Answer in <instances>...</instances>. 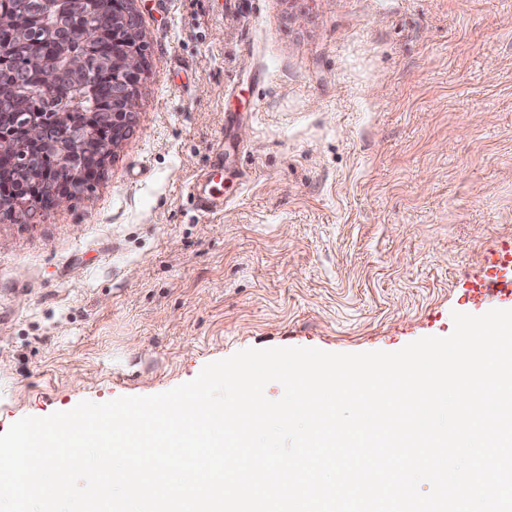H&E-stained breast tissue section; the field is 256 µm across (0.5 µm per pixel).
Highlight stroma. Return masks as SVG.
<instances>
[{
  "label": "stroma",
  "mask_w": 512,
  "mask_h": 512,
  "mask_svg": "<svg viewBox=\"0 0 512 512\" xmlns=\"http://www.w3.org/2000/svg\"><path fill=\"white\" fill-rule=\"evenodd\" d=\"M129 138L0 222V433L249 348L393 352L512 260V0H134ZM224 163V209L194 195Z\"/></svg>",
  "instance_id": "stroma-1"
}]
</instances>
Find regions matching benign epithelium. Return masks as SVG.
Returning <instances> with one entry per match:
<instances>
[{"label": "benign epithelium", "instance_id": "benign-epithelium-1", "mask_svg": "<svg viewBox=\"0 0 512 512\" xmlns=\"http://www.w3.org/2000/svg\"><path fill=\"white\" fill-rule=\"evenodd\" d=\"M44 16L55 18L80 9L83 0H41ZM90 27L102 32L112 29V42L118 51L92 61L89 54L82 51L62 49L59 65L48 71H40L41 82L56 83L59 75L68 74L76 79L73 84V97L70 105L62 112H55L49 119L30 118L24 131L25 139L35 145H52L57 151L52 188L45 200L37 202L42 208H58L79 196L82 191L81 175L77 165L91 157L101 158L119 148L132 131V112H100L99 124L112 128V139L102 140L96 134L87 132L69 119L71 112H85L87 107H96L95 84L91 72L103 70L112 73V100L119 104L132 92L133 82L142 78L146 68L144 52L138 44L127 41V33L133 32L136 22L130 0H100L99 8L88 16ZM37 211L34 204L18 205L14 209H0V221H10L20 216L34 218Z\"/></svg>", "mask_w": 512, "mask_h": 512}]
</instances>
